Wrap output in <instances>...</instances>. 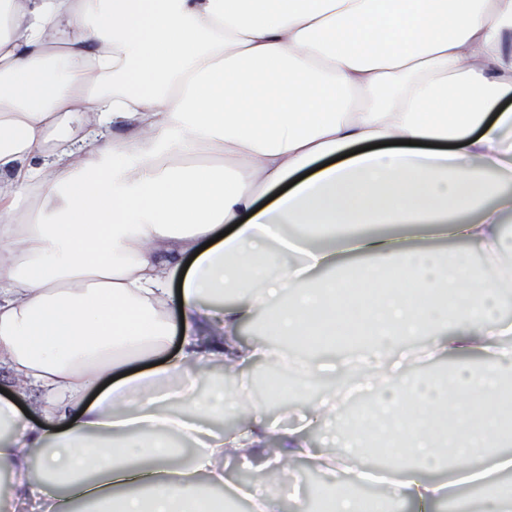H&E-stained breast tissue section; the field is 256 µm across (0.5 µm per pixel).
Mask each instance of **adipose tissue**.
<instances>
[{"instance_id": "adipose-tissue-1", "label": "adipose tissue", "mask_w": 512, "mask_h": 512, "mask_svg": "<svg viewBox=\"0 0 512 512\" xmlns=\"http://www.w3.org/2000/svg\"><path fill=\"white\" fill-rule=\"evenodd\" d=\"M511 45L512 0H0V504L282 512L305 462L320 512H512ZM260 313L361 353L241 342ZM257 361L340 385L216 434L199 383ZM232 459L292 479L217 500Z\"/></svg>"}]
</instances>
